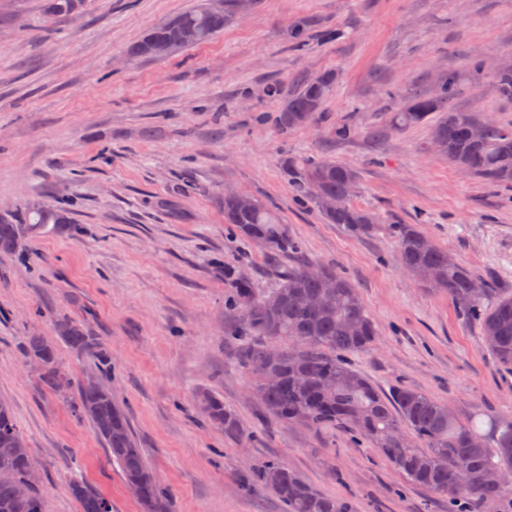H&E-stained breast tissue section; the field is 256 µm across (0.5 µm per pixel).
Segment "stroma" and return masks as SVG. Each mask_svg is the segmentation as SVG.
I'll use <instances>...</instances> for the list:
<instances>
[{
  "label": "stroma",
  "mask_w": 512,
  "mask_h": 512,
  "mask_svg": "<svg viewBox=\"0 0 512 512\" xmlns=\"http://www.w3.org/2000/svg\"><path fill=\"white\" fill-rule=\"evenodd\" d=\"M196 0H84L42 26L44 0H0V207L65 202L73 225L0 258V399L24 433L47 512H80L78 475L141 512L88 422L49 390L22 352L26 336L54 341L70 372L94 360L58 341L56 319L85 321L111 353L113 397L172 512H284L245 487L267 461L296 472L352 512H448L349 430L266 419L252 376L226 333L247 271L257 293L275 262L249 249L219 207L225 190L275 208L308 256L344 273L378 333L352 367L383 393L405 386L460 417H512V373L500 370L478 322L447 295L404 273L389 234L359 237L324 221L298 195L288 165L333 159L355 169L358 208L412 224L475 276L512 290V187L469 176L428 150L430 128L394 129L405 96L448 70L468 72L457 109L512 122L493 74L512 66V0H261L212 41L159 59L128 45ZM304 24L301 38L291 26ZM333 74L323 121L276 125L302 79ZM346 135H338V128ZM223 397L246 439L201 426L196 393Z\"/></svg>",
  "instance_id": "obj_1"
}]
</instances>
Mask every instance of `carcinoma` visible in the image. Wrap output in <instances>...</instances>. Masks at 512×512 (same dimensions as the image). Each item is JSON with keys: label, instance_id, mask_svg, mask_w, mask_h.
Returning <instances> with one entry per match:
<instances>
[{"label": "carcinoma", "instance_id": "cac0c4a2", "mask_svg": "<svg viewBox=\"0 0 512 512\" xmlns=\"http://www.w3.org/2000/svg\"><path fill=\"white\" fill-rule=\"evenodd\" d=\"M78 0H45L46 27L73 15ZM239 14L238 0H224V13L203 15L199 5L150 29L127 48L132 59H155L154 44L166 42L178 52L190 47L185 31L194 29L193 44L205 43L224 31ZM462 81L450 71L441 78V91L408 97L393 113L396 129L418 126L438 114L431 138L437 151L456 167L494 183L512 185V124L491 121L484 134L474 138L470 126L482 121L472 112L457 110L452 101ZM498 94L512 100V68L495 74ZM332 79L303 80L288 95L278 125L296 128L320 120L330 94ZM296 191L321 205L336 200L333 210H320L330 224H343L356 235H371L383 225L372 212L351 203L358 172L332 160H306L291 165ZM224 223L235 228L250 245L264 252L291 258L269 290L258 296L251 282H235L236 297H252L248 309L235 303L232 311L240 319L229 333L240 367L249 371L255 362L265 365L255 391L266 410L282 422H304L313 426L344 424L379 449L388 461L423 491L448 497L460 509L470 501L482 502L495 510L512 492L485 481L490 470L512 472V418L502 419L492 411L462 421L448 407L409 387L399 386L388 395L356 371L347 356L369 349L377 339L376 325L357 290L340 273L315 263L303 255L301 241L288 232L277 214L254 200L241 207L226 196L222 202ZM70 223L68 211L56 205L40 207L33 200L16 211L0 216V258L24 252L48 226L57 229ZM385 229L397 242L401 267L433 290L448 295L462 316L481 325L485 345L498 366L512 372V294L478 281L470 269L456 261L447 250L409 224H387ZM317 270H312V267ZM483 291L476 295L473 285ZM320 306L309 307L311 299ZM59 337L72 350L93 356L99 375L95 384L69 379L74 389V412L91 423L115 461L126 483L136 481L142 488L138 499L142 512H170V491L161 482L142 450L138 448L124 409L112 398L105 382L111 369L106 349L75 320L55 323ZM27 358L42 365L40 379L58 392L57 378L68 374L61 364L55 344L42 336L27 339ZM205 421L224 433L242 438L244 431L224 400L209 392L197 396ZM486 418L488 430L480 432L479 417ZM24 439L9 403L0 401V512H44V497L35 488L19 492V484L33 469L31 456L20 452L17 441ZM257 489L275 494L287 512H351L349 504L314 489L288 468L268 462L249 480ZM81 512H112L111 502L78 479L70 480Z\"/></svg>", "mask_w": 512, "mask_h": 512}]
</instances>
